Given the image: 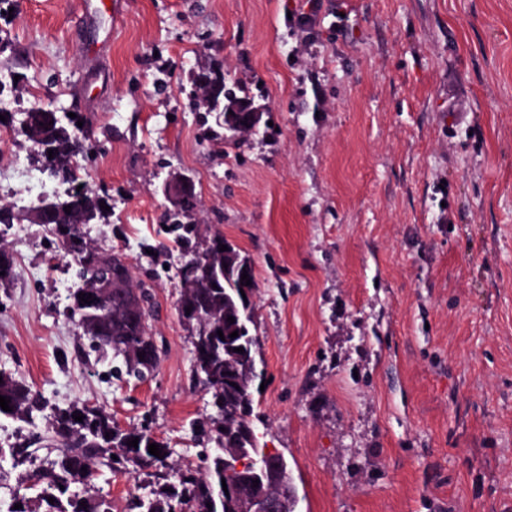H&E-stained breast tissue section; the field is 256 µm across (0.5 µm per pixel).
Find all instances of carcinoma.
Instances as JSON below:
<instances>
[{"label":"carcinoma","mask_w":512,"mask_h":512,"mask_svg":"<svg viewBox=\"0 0 512 512\" xmlns=\"http://www.w3.org/2000/svg\"><path fill=\"white\" fill-rule=\"evenodd\" d=\"M22 130L38 150L50 174L64 182H73L78 156L87 158L95 145L68 115L60 116L51 108L33 105L24 113ZM53 153H48V150ZM99 195L92 190L69 193L53 201L56 211L63 213L64 223H46L50 234L59 242L65 257L75 265L77 287L70 293L71 317L83 330L94 349L112 351V376L143 381L154 375L160 363L161 348L151 336L149 319L153 314L152 281L157 274L140 281L143 305L139 311L106 320L101 308L84 303L80 293H88L87 283L100 279L107 268L122 262L123 255L91 247L84 227L100 217ZM71 212H65V207ZM158 234L172 236V242L189 260L181 271L178 313L191 330L193 345L192 378L210 395L211 413L206 418L209 429H201L207 441L217 448L203 454L200 464L174 467L168 444L157 439L147 428L122 429L106 412L85 404L74 403L54 413L50 437L54 457L46 459L28 489L33 496L22 495V508L14 512H112L105 499L78 491L86 486L84 471L120 465L134 473H146L156 488L146 495L136 494L131 502L138 512H242L247 497L263 490L249 478L238 485L237 479L224 473V459H232L237 448H246L254 457L279 451L259 447L258 434L248 436L244 428L251 424L256 381L263 376L257 367L259 338L251 333L254 316H246L253 307L250 298L255 284H246L241 274L254 280L252 267L236 261L224 262V236L215 233L203 238L196 224H179L170 232L160 228ZM234 317V322L227 321ZM222 334H217V331ZM238 332L235 338L232 332ZM244 351L239 352L237 348ZM0 396L10 400L12 411L0 408V417L27 422L33 411L41 408L37 394L12 375L0 373ZM83 416L78 422L75 417ZM138 438V447L128 441ZM156 443L161 457L148 452ZM236 487L233 495H224L222 483ZM54 502H49V498Z\"/></svg>","instance_id":"cac0c4a2"}]
</instances>
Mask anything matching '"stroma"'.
I'll use <instances>...</instances> for the list:
<instances>
[{
  "label": "stroma",
  "instance_id": "obj_1",
  "mask_svg": "<svg viewBox=\"0 0 512 512\" xmlns=\"http://www.w3.org/2000/svg\"><path fill=\"white\" fill-rule=\"evenodd\" d=\"M0 0V371L47 401L148 427L174 464H199L192 424L209 397L191 377L177 302L185 264L148 247L165 180H195L191 218L249 258L267 384L252 422L292 469L296 512H512V0ZM217 71L264 108L255 133L209 138L191 97ZM78 115L81 159L109 206L87 225L134 280L157 270L144 383L112 378L69 311L73 273L23 204L16 160L33 101ZM47 411L0 419V448L51 434ZM36 462L0 459V512ZM135 477L101 468L93 494L130 512Z\"/></svg>",
  "mask_w": 512,
  "mask_h": 512
}]
</instances>
